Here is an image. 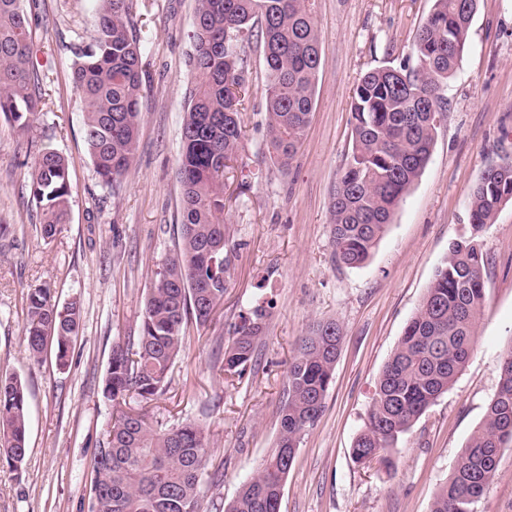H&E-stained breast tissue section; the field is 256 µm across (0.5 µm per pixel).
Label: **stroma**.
<instances>
[{"label":"stroma","instance_id":"35a3bbf8","mask_svg":"<svg viewBox=\"0 0 512 512\" xmlns=\"http://www.w3.org/2000/svg\"><path fill=\"white\" fill-rule=\"evenodd\" d=\"M96 0H22L35 31L32 62L43 110L32 131L0 122V373L21 380L28 420L24 460H0V512H89L94 455L112 415L104 396L112 346L136 334L148 290L180 238L178 163L195 0H134L131 23L146 46L135 160L119 192L102 184L83 138L72 81L73 48L91 35ZM434 0H316L321 63L311 122L289 172L266 148L263 42L244 48L249 92L245 138L224 181V218L237 243L224 302L192 333L168 393L132 403L150 420L191 418L207 428L209 468L224 476L200 512H224L273 447L288 363L318 321L344 332L318 423L305 432L280 512H430L499 382L512 348V202L473 231L469 193L482 170L512 159V0H480L467 47L444 89L446 114L431 159L359 268L333 255L329 200L350 148V104L359 76L409 60ZM51 147L69 161L71 210L43 238L30 198L31 164ZM478 236L490 259L475 349L456 383L389 449V464L351 457L379 373L414 315L450 244ZM50 288L57 306L79 298L81 319L66 368L54 348L29 358L27 297ZM270 315L243 378L220 370L242 314ZM477 512H512V447Z\"/></svg>","mask_w":512,"mask_h":512}]
</instances>
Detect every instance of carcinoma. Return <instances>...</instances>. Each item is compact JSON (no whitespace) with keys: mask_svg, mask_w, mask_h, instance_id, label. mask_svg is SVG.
<instances>
[{"mask_svg":"<svg viewBox=\"0 0 512 512\" xmlns=\"http://www.w3.org/2000/svg\"><path fill=\"white\" fill-rule=\"evenodd\" d=\"M92 35L74 47L73 81L83 102V134L96 174L116 191L135 158L145 46L129 27L133 0H98ZM315 0H196L188 88L181 130L178 179L181 240L149 289L139 334L117 343L105 385L113 403L150 402L169 389L173 366L191 326L213 321L224 299L235 248L224 224V172L243 138L246 93L243 43L260 27L268 71L267 149L282 171L302 146L313 110L320 67ZM479 0H435L413 42L416 65L380 66L358 79L351 102V150L332 188L329 216L335 260L359 267L371 256L411 187L421 177L446 110L444 87L455 72ZM32 30L21 0H0V118L23 132L40 112L39 77L30 65ZM30 194L44 237L65 223L70 208L69 163L40 150L31 166ZM512 202V161L488 166L470 194L469 221L477 231L495 223ZM489 258L476 237L454 242L437 267L416 312L385 363L363 428L351 448L360 464L395 448L419 418L448 392L475 347L485 299ZM81 310H60L50 290L28 295L23 341L40 359L46 343L68 364ZM268 310L254 307L234 328L220 371L243 376L254 357ZM343 340L334 319L302 337L288 366V393L279 412L274 447L244 480L224 512H280L284 481L303 433L319 421ZM512 447V348L503 355L499 385L484 419L469 438L431 512H475L492 482L501 449ZM205 427L192 420L151 422L122 410L98 442L89 512H199L209 470ZM0 454L21 462L27 454L24 389L0 377Z\"/></svg>","mask_w":512,"mask_h":512,"instance_id":"1","label":"carcinoma"}]
</instances>
